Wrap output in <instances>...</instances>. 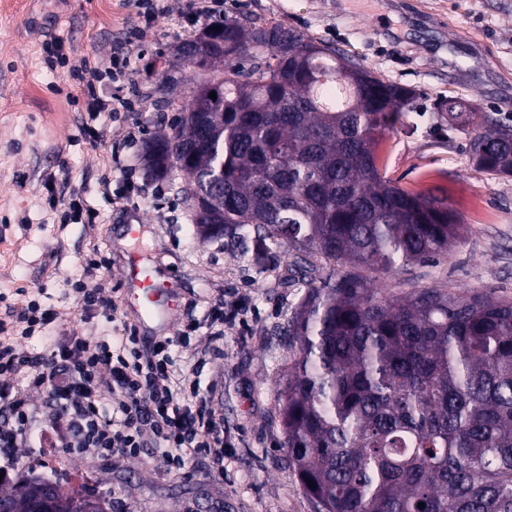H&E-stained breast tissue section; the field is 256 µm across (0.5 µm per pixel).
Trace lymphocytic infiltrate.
I'll return each instance as SVG.
<instances>
[{
	"label": "lymphocytic infiltrate",
	"instance_id": "obj_1",
	"mask_svg": "<svg viewBox=\"0 0 512 512\" xmlns=\"http://www.w3.org/2000/svg\"><path fill=\"white\" fill-rule=\"evenodd\" d=\"M19 337L0 324V456L24 458L32 440L100 458L149 454L164 474L181 472L186 450L224 459V424L200 385L170 371L171 340L143 343L133 329L102 339L53 336L29 356L17 341L53 321L36 303L12 311ZM52 410L39 417L35 396Z\"/></svg>",
	"mask_w": 512,
	"mask_h": 512
}]
</instances>
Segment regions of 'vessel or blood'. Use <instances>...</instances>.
<instances>
[{"instance_id": "vessel-or-blood-1", "label": "vessel or blood", "mask_w": 512, "mask_h": 512, "mask_svg": "<svg viewBox=\"0 0 512 512\" xmlns=\"http://www.w3.org/2000/svg\"><path fill=\"white\" fill-rule=\"evenodd\" d=\"M122 278V304L137 317L140 332L156 334L165 329L176 313L173 284L136 252L128 254Z\"/></svg>"}]
</instances>
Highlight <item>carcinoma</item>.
<instances>
[{
	"label": "carcinoma",
	"mask_w": 512,
	"mask_h": 512,
	"mask_svg": "<svg viewBox=\"0 0 512 512\" xmlns=\"http://www.w3.org/2000/svg\"><path fill=\"white\" fill-rule=\"evenodd\" d=\"M183 48L192 94L143 163L201 198L224 187L218 206L192 210L206 237L250 227L258 258L288 251L304 297L282 327L298 348L279 392L283 447L317 512H512V299L371 287L373 272L447 253L462 229L377 166L412 92L281 25L226 19ZM475 125L473 163L512 176V124L486 112ZM48 486L57 512H103L38 479L0 500L30 512Z\"/></svg>",
	"instance_id": "carcinoma-1"
}]
</instances>
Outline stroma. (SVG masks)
<instances>
[{
    "label": "stroma",
    "mask_w": 512,
    "mask_h": 512,
    "mask_svg": "<svg viewBox=\"0 0 512 512\" xmlns=\"http://www.w3.org/2000/svg\"><path fill=\"white\" fill-rule=\"evenodd\" d=\"M0 9V314L36 299L54 323L19 340L20 351L46 352L47 337H103L132 325L117 301L129 251L146 257L179 294L165 334L187 342L172 348L175 377H193L224 418L223 473L211 457H188L185 475H162L149 458L108 456L87 465L71 455L68 470L41 469L40 448L12 470L14 484L32 478L61 483L101 501L105 512H315L288 466L277 393L297 354L280 335L301 301L283 285L288 258L272 250L256 259L250 238L212 240L192 221L181 177L165 182L145 172V141L179 115L194 67L180 47L213 20L197 0H159L144 28L135 0H19ZM230 19L273 21L332 45L416 98L377 147L378 167L402 189L439 199L464 231L439 260L397 274L371 276L382 294L400 297L415 286L479 291L512 298V176L478 171L465 134L450 129L440 102L512 117V0H223ZM64 46L66 64L49 68L42 47ZM130 60L104 96L133 100L134 110L87 111L70 71L106 67L114 53ZM175 97L157 107L163 78ZM103 130L92 142L91 130ZM111 182L109 195L99 183ZM79 193L95 224L64 217L62 196ZM142 219L144 232L124 239L123 226ZM102 259L97 280L84 276L87 255ZM104 284L111 303L88 319L73 314L78 287ZM224 305V353L209 356L208 319ZM202 372H193L198 357Z\"/></svg>",
    "instance_id": "obj_1"
}]
</instances>
